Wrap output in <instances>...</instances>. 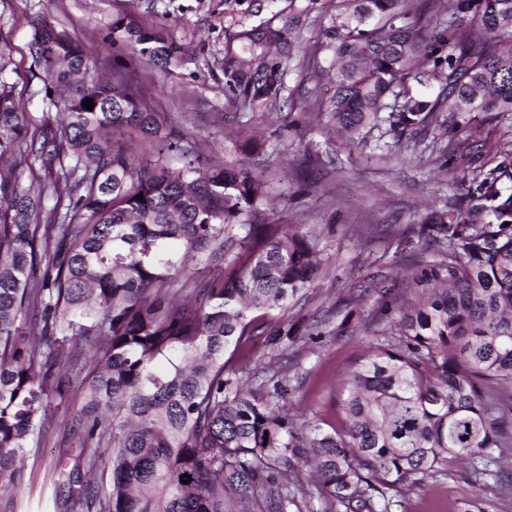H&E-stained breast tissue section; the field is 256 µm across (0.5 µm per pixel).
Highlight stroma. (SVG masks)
I'll return each instance as SVG.
<instances>
[{
    "mask_svg": "<svg viewBox=\"0 0 512 512\" xmlns=\"http://www.w3.org/2000/svg\"><path fill=\"white\" fill-rule=\"evenodd\" d=\"M44 9L93 51L102 47L113 18L120 15L163 30L181 48L168 71L132 61L129 49L118 45L110 49L111 63L130 66L154 110L176 114L180 132L205 141L213 159L262 168L272 221L333 226V233L320 240L330 263L318 287L290 316H275L260 328L248 346L232 354L233 365L251 367L275 357L267 339L285 328L288 317L302 318L313 329L334 303L356 286H370L375 275L394 284L387 303H379L374 293L357 300L350 333L308 344L294 358L292 404L322 425L338 424L342 384L366 353L370 332L381 328L386 307L413 298L402 275L437 258L424 244L411 253L397 251L388 243L389 232L421 223L431 209L461 196L473 169L443 173L430 152L379 150V143L393 144L390 133L372 132L365 144L350 148L337 143L328 113L316 106L333 93L318 73L330 61L320 44L335 14L333 0H319L306 17L301 49L283 65L286 103L272 110H253L235 99L225 84L224 54L240 26L287 22L288 0H252L247 6L232 0H0V36L9 42L16 95L35 116L43 103L28 43L30 22ZM83 397L79 384L66 389L40 447L30 453L21 485L11 502L0 503V512H65L55 498L54 468L60 453L77 445L69 426ZM390 512H512V498L475 483L466 466L456 465L426 486L393 497Z\"/></svg>",
    "mask_w": 512,
    "mask_h": 512,
    "instance_id": "obj_1",
    "label": "stroma"
}]
</instances>
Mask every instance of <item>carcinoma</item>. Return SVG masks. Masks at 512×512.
Listing matches in <instances>:
<instances>
[{
  "label": "carcinoma",
  "mask_w": 512,
  "mask_h": 512,
  "mask_svg": "<svg viewBox=\"0 0 512 512\" xmlns=\"http://www.w3.org/2000/svg\"><path fill=\"white\" fill-rule=\"evenodd\" d=\"M316 5L288 0V25L235 34L224 77L242 104L280 102L283 71L265 60L291 49ZM431 9L450 21L433 27L408 0H336L327 31L342 144L383 128L478 169L464 195L399 236V249L428 243L441 259L413 277L423 299L355 363L328 429L293 412L288 350L343 335L351 314L323 334L296 320L278 330L276 368L224 360L317 287L325 228L268 220L260 173L209 163L175 116L151 111L128 67H108L48 12L28 44L43 109L25 111L0 38V494L21 485L63 396L48 367L59 357L86 368L78 453L55 466L68 512H389L458 461L509 490L512 403L476 381L512 388V141L484 161L472 113L512 114V0ZM109 38L161 70L180 53L130 16ZM432 79L436 93L412 92ZM127 129L153 160L115 143ZM192 261L225 272L196 279ZM176 276L180 292H164ZM30 318L34 336L21 330Z\"/></svg>",
  "instance_id": "1"
}]
</instances>
